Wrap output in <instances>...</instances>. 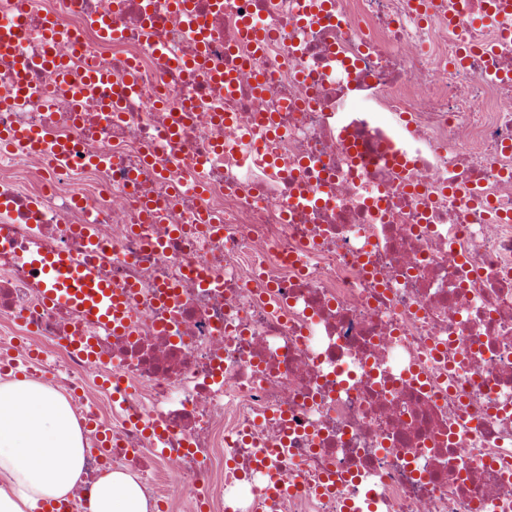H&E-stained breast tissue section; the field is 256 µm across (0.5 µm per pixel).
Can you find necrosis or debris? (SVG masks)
Wrapping results in <instances>:
<instances>
[{
	"label": "necrosis or debris",
	"mask_w": 512,
	"mask_h": 512,
	"mask_svg": "<svg viewBox=\"0 0 512 512\" xmlns=\"http://www.w3.org/2000/svg\"><path fill=\"white\" fill-rule=\"evenodd\" d=\"M0 0V332L208 512H512V43L490 0ZM60 29L47 40V15ZM270 30L261 53L244 22ZM65 61L68 81L42 66ZM101 98L75 118L89 70ZM100 243L115 332L26 255Z\"/></svg>",
	"instance_id": "4bbe7bcc"
}]
</instances>
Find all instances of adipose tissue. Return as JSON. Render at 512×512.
Here are the masks:
<instances>
[{
    "label": "adipose tissue",
    "instance_id": "1",
    "mask_svg": "<svg viewBox=\"0 0 512 512\" xmlns=\"http://www.w3.org/2000/svg\"><path fill=\"white\" fill-rule=\"evenodd\" d=\"M86 439L67 397L34 380L0 382V512H50L83 483ZM85 512H152L130 473L104 467Z\"/></svg>",
    "mask_w": 512,
    "mask_h": 512
}]
</instances>
